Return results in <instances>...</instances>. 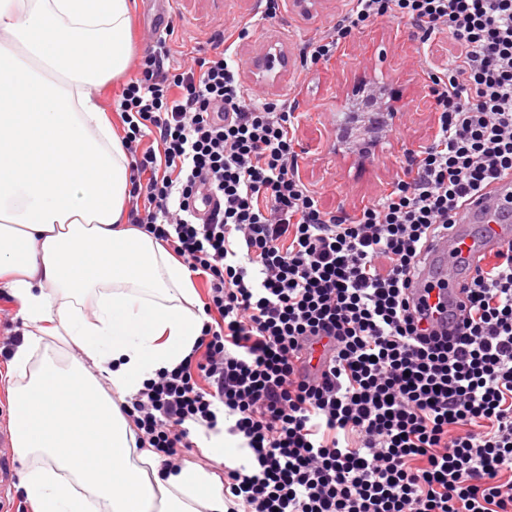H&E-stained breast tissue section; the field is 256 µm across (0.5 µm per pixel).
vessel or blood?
<instances>
[{
	"instance_id": "obj_1",
	"label": "vessel or blood",
	"mask_w": 512,
	"mask_h": 512,
	"mask_svg": "<svg viewBox=\"0 0 512 512\" xmlns=\"http://www.w3.org/2000/svg\"><path fill=\"white\" fill-rule=\"evenodd\" d=\"M482 225L481 235H472L468 227ZM512 241V176L497 180L490 189L466 202L447 235L438 239L417 272L416 288L430 281L445 279L456 288L471 274L480 258L495 254ZM14 479V454L7 432L0 431V490L10 491Z\"/></svg>"
}]
</instances>
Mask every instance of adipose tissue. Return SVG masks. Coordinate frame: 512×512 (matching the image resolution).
<instances>
[{
  "mask_svg": "<svg viewBox=\"0 0 512 512\" xmlns=\"http://www.w3.org/2000/svg\"><path fill=\"white\" fill-rule=\"evenodd\" d=\"M132 11L0 0V288L26 326L9 428L36 461L34 512H227L213 472L163 467L122 410L204 322L188 268L128 221L130 157L96 95L127 64Z\"/></svg>",
  "mask_w": 512,
  "mask_h": 512,
  "instance_id": "adipose-tissue-1",
  "label": "adipose tissue"
}]
</instances>
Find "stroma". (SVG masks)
Returning <instances> with one entry per match:
<instances>
[{"mask_svg": "<svg viewBox=\"0 0 512 512\" xmlns=\"http://www.w3.org/2000/svg\"><path fill=\"white\" fill-rule=\"evenodd\" d=\"M348 0H322L308 13L280 0L275 17H267V0H135L133 50L128 65L99 95L107 109L147 54L153 33L165 12H172L171 64L208 55L222 43L225 27L253 25L249 39L235 48L243 84L258 97L294 102L299 172L316 191L322 207L354 215L391 191L408 152L428 145L437 130L435 101L430 92L434 68L444 67L448 37L440 34L422 43L415 27L404 18H385L368 24L342 42L336 54L317 69L300 68L299 53L313 37L335 25ZM283 46L291 67L279 81L254 78V63L268 44ZM388 85L401 95L399 112L370 156L359 155L340 141L338 132L365 139L371 134L369 115L350 112L353 90L361 82Z\"/></svg>", "mask_w": 512, "mask_h": 512, "instance_id": "stroma-1", "label": "stroma"}]
</instances>
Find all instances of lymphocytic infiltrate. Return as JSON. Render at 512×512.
<instances>
[{"instance_id": "obj_1", "label": "lymphocytic infiltrate", "mask_w": 512, "mask_h": 512, "mask_svg": "<svg viewBox=\"0 0 512 512\" xmlns=\"http://www.w3.org/2000/svg\"><path fill=\"white\" fill-rule=\"evenodd\" d=\"M385 16L452 49L432 143L353 216L321 208L293 104L254 98L228 50L170 70L158 37L118 99L132 221L204 278L209 317L123 411L167 468L231 418L253 464L225 470L227 512H512V244L459 286L454 333L407 295L465 201L512 175V0H349L304 66Z\"/></svg>"}]
</instances>
